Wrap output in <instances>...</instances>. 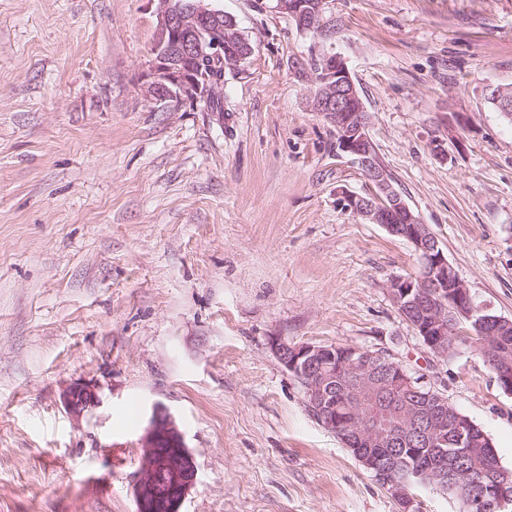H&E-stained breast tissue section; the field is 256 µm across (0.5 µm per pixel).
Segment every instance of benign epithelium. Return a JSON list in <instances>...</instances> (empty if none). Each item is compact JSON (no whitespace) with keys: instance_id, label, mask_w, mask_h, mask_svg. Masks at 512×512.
<instances>
[{"instance_id":"benign-epithelium-1","label":"benign epithelium","mask_w":512,"mask_h":512,"mask_svg":"<svg viewBox=\"0 0 512 512\" xmlns=\"http://www.w3.org/2000/svg\"><path fill=\"white\" fill-rule=\"evenodd\" d=\"M157 24L150 59L142 73L146 96L166 106H203L219 123L224 113L211 111L212 103L223 98V80L205 64L236 71L253 54L251 42L237 25L224 26V12L208 6L207 0H149ZM276 8L288 14L299 29L320 28L325 0H275ZM312 109L320 113L336 132L341 153L356 162L372 185L366 196L348 190L340 192L342 206L371 224L382 225L390 234L406 240L420 262L415 277H397L390 285L391 296L403 319L420 336L434 355L443 357L448 345L462 338L463 321L486 325L485 310L473 303L472 295L428 225L394 188L379 159L369 132V115L344 60L337 54L323 56L314 67ZM407 214V223L392 224L393 213ZM280 363L299 378L305 388L310 414L336 433L358 462L397 500L414 507L409 494L411 477L436 480L433 487L470 506L488 498L493 507L505 512L512 506V473L502 468L477 477L462 471L457 457L471 452L473 430L462 415L447 424L444 411L448 400L429 391L420 396L419 381L402 363L385 352H370L352 346L290 344L271 340ZM492 361L499 385L512 390V361L485 351ZM382 365L384 378L375 377ZM346 380L343 398L350 411L348 421L336 420V395L331 383ZM67 410L79 416L99 403L94 387L77 383L64 395ZM453 431L457 452L448 462V472L399 465V445L423 440L431 446L447 443ZM142 465L134 485L137 512H179L181 501L197 482V466L186 448L175 420L155 411L141 442Z\"/></svg>"}]
</instances>
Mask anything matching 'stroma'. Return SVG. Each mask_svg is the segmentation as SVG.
<instances>
[{
  "mask_svg": "<svg viewBox=\"0 0 512 512\" xmlns=\"http://www.w3.org/2000/svg\"><path fill=\"white\" fill-rule=\"evenodd\" d=\"M209 4L254 47L220 122L146 98L149 0H0V512H136L158 407L198 467L180 512H402L276 337L391 354L512 467V394L403 320L390 283L420 263L340 205L371 187L311 106L340 54L394 187L512 320V121L489 101L512 86V0H326L318 34L274 0ZM77 383L99 402L76 417ZM64 401L67 410L71 414L79 416L89 408L97 405L99 396L93 386L77 383L66 391Z\"/></svg>",
  "mask_w": 512,
  "mask_h": 512,
  "instance_id": "obj_1",
  "label": "stroma"
}]
</instances>
